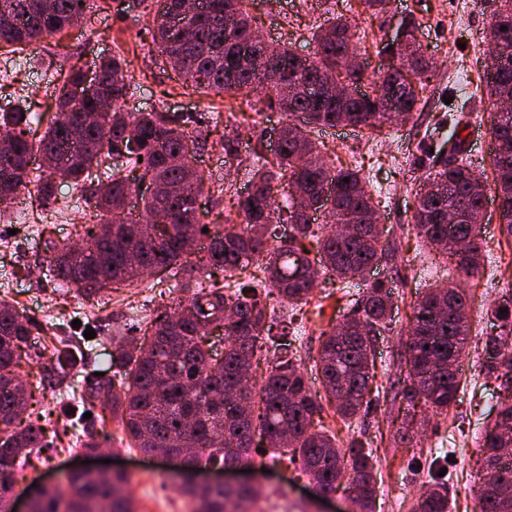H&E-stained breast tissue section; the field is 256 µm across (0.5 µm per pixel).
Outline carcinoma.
I'll use <instances>...</instances> for the list:
<instances>
[{
  "mask_svg": "<svg viewBox=\"0 0 512 512\" xmlns=\"http://www.w3.org/2000/svg\"><path fill=\"white\" fill-rule=\"evenodd\" d=\"M156 3L152 40L187 86L231 99L242 92L261 94L266 109L285 115L282 146L272 160L263 147L254 148L251 197L237 199L236 217L205 226L196 200L205 185L198 161L208 134L174 112L123 111L130 90L125 58L94 61L98 81L84 97L73 100L61 93L57 107L69 114L66 126L52 119L44 128L41 116L26 108L0 111V141L9 143L0 155V198L32 189L30 197L43 204L52 196L54 171L62 169L101 217L82 225L80 252L65 244L50 251L47 260L58 285L89 298L140 283V267L150 266L161 274L173 272L177 286L190 294L178 311L158 309L151 333L113 347V375H86L71 397L67 419L74 420L78 408L107 411L132 447L148 454L159 449L185 454L181 492L191 499L193 512H227L231 502L254 503L256 493L248 486L198 484L191 472L245 464L264 446L290 454L325 492L334 493L347 482L359 512H374L377 469L370 441L359 433L340 446L325 426L315 425V417L325 398L345 426L356 422L375 377L376 337L391 321L389 284L374 281L343 317V329L322 333L315 361L320 393L285 341L288 322L271 317L267 300L274 295L279 304L294 309L310 296L319 275L329 271L342 282L361 278L389 253L384 228L373 222L378 202L366 177L357 168L332 165L296 117L317 127L379 130L393 121L387 102L395 101L402 109L400 122L412 120L421 108L419 89L431 76L416 45L417 22L409 20L405 43H378V54L387 56L389 66L370 82V91L359 93L350 87L362 83L365 74L361 37L341 15L314 34L312 59L255 42L248 49L251 61L244 64L241 45L258 28L246 0H199L195 22L182 33L175 20L187 0ZM85 10L80 0H0V49L16 52L61 33ZM493 19L497 58L484 69L482 80L497 108L504 97H512V0H501ZM268 68L280 73L281 83L264 81ZM324 77L339 80L342 92H330L321 82ZM491 139L495 191L502 193L500 218L512 237V110L494 113ZM448 143L452 160L416 193L414 228L440 255L455 261L459 275L474 278L484 266V254L481 227L472 214L483 205L487 187L464 157L460 139ZM36 153L41 157L37 169L31 167ZM127 168L181 187L185 194L142 198V209L155 213L158 222L140 223L123 205ZM278 183L288 186L279 201ZM450 212L453 224L448 223ZM274 222L290 225L288 241L277 247L263 231ZM203 238L208 245L200 256L193 244ZM193 255L195 262L190 261ZM212 268L222 275L211 273L208 283L199 281ZM466 306L465 290L452 282L432 285L422 294L406 331L404 387L394 397L410 407L421 403L435 414L455 405L461 389L458 363L471 332ZM494 314L502 330L485 341L483 367L512 392V300L498 304ZM221 328L224 351L218 357L204 338ZM32 333L31 322L0 301V512H14L10 493L17 470L34 452L50 446V420L34 409L36 390L21 382L17 371L23 359L40 357ZM260 354L270 360L271 371L261 385L237 391ZM53 359L61 367L71 364V345L53 344ZM510 443L512 397L499 404L493 428L479 443L489 469L499 471L500 478L481 483L475 512H512ZM128 483L124 472L73 471L63 489L36 496L34 512H136L125 494ZM414 512H449L448 490L430 486Z\"/></svg>",
  "mask_w": 512,
  "mask_h": 512,
  "instance_id": "cac0c4a2",
  "label": "carcinoma"
}]
</instances>
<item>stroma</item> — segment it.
I'll return each instance as SVG.
<instances>
[{
  "label": "stroma",
  "mask_w": 512,
  "mask_h": 512,
  "mask_svg": "<svg viewBox=\"0 0 512 512\" xmlns=\"http://www.w3.org/2000/svg\"><path fill=\"white\" fill-rule=\"evenodd\" d=\"M460 0H392L386 13H365L359 0H248L263 37L273 44L290 48L298 55L311 57L313 34L324 20L349 17L366 38V74L374 76L383 67L375 42L391 37L402 20L415 17V35L426 57L436 61L437 75L426 87L422 110L413 121L395 123L370 132L350 126L326 128L316 138L326 146L334 165H355L361 170L379 202L381 223L386 229L394 256L379 260L368 280L382 279L392 285L394 310L388 329L376 345L377 376L358 418L361 432L372 441L378 470L377 512H412L419 495L428 485L441 480L448 486L451 512H473L476 492L487 475L484 456L475 441L477 435L493 427L496 414L491 406L500 388L481 371L482 347L487 336L497 334L499 323L492 314L502 296L512 292V239L504 234L495 195H488L485 224L482 228L487 258L478 283L467 284L468 316L471 322L469 350L459 362L462 390L456 406L448 413L431 416L413 444L398 445L396 430L407 412L404 402L395 400L392 387L404 374L400 360L405 327L412 307L434 279L447 273L441 256L425 246L412 230L415 192L426 172L446 162L448 139L458 134L474 171L484 181H492L489 144L482 136L491 126L492 109L480 80L487 62V20L499 6L498 0H474L468 14H461ZM120 9L97 7L87 11L75 28L44 38L23 52L25 60L11 88H0V106L38 102L45 118L56 114V93L52 76L73 65L121 53L129 63L132 86L124 108L129 112H148L162 106L172 112H189L198 120L223 111V97L194 93L186 89L165 57L152 41L150 29L156 6L153 0H120ZM468 77L467 89H460L459 74ZM246 120L218 127L208 139L199 169L206 181H232L224 194L204 193L198 198L202 223H223L234 213L236 194L247 185L251 152L257 140H271L284 123L282 113H255L246 107ZM231 143L235 166L225 162L223 143ZM55 196L43 208L42 220L34 227H15L14 206H0V293L6 301L18 304L35 326L32 341L47 345L43 329L53 326L56 336H82L92 327L82 360L65 371L58 370L51 354L37 363L22 365L24 381L44 387L46 409H53L60 394L74 391L88 372H111L112 336L123 331L126 337L147 326L153 307L135 310L121 292L76 297L73 290L58 287L46 263L48 247L79 241L81 226L76 223L74 202L79 194L72 183L54 176ZM368 280H353L343 286L336 277L321 276L308 301L295 311L299 328L296 341L305 369H312L322 342L321 333L330 320H341L352 310L353 299L363 295ZM80 327H73V320ZM100 435L99 458L117 460L130 477L137 512H186L189 501L180 490L168 486L175 464L162 456H150L136 448L115 449L111 440L119 436L117 423L90 421L76 428H59L53 448L32 457L30 465L15 484L14 494L26 498L32 487H48L80 468L84 459L80 443L87 433ZM259 491L260 498L274 499L287 494L297 512H351L347 492L337 491L322 499L314 482L300 471L299 464L270 455H255L246 476Z\"/></svg>",
  "instance_id": "35a3bbf8"
}]
</instances>
